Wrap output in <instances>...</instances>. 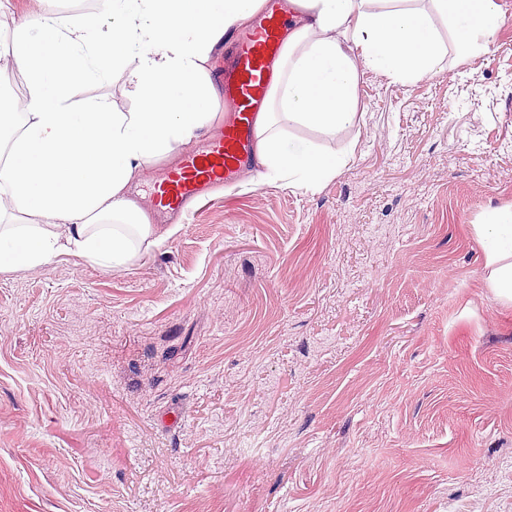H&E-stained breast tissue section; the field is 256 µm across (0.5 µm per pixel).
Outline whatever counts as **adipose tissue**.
Here are the masks:
<instances>
[{
	"label": "adipose tissue",
	"instance_id": "1",
	"mask_svg": "<svg viewBox=\"0 0 512 512\" xmlns=\"http://www.w3.org/2000/svg\"><path fill=\"white\" fill-rule=\"evenodd\" d=\"M263 2L101 0L97 13L16 26L10 54L24 108H0V272L64 254L125 268L161 243L128 188L211 127V55ZM295 2L303 23L285 42L279 78L255 120L254 155L264 178L308 191L340 174L353 152L323 150L286 127L336 134L358 120L360 70L416 82L443 71L447 54L461 63L489 52L504 24L496 0ZM117 72L137 93L134 110L116 111L105 95L75 99L74 81ZM474 230L486 287L512 303V207L489 212Z\"/></svg>",
	"mask_w": 512,
	"mask_h": 512
}]
</instances>
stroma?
Listing matches in <instances>:
<instances>
[{
	"instance_id": "35a3bbf8",
	"label": "stroma",
	"mask_w": 512,
	"mask_h": 512,
	"mask_svg": "<svg viewBox=\"0 0 512 512\" xmlns=\"http://www.w3.org/2000/svg\"><path fill=\"white\" fill-rule=\"evenodd\" d=\"M490 53L361 120L321 190L245 172L133 265L0 273V512H512V0ZM95 0H0L15 27ZM474 230L484 249L486 288L502 303H512V207L489 212Z\"/></svg>"
}]
</instances>
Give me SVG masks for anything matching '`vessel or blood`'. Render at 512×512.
<instances>
[{
  "label": "vessel or blood",
  "mask_w": 512,
  "mask_h": 512,
  "mask_svg": "<svg viewBox=\"0 0 512 512\" xmlns=\"http://www.w3.org/2000/svg\"><path fill=\"white\" fill-rule=\"evenodd\" d=\"M294 11L288 0H265L251 26L227 38L228 57L217 76L218 92L231 109L221 128L210 129L203 145L184 154L154 190L158 217H178L188 203L233 179L252 159L253 124L276 73Z\"/></svg>",
  "instance_id": "1"
}]
</instances>
